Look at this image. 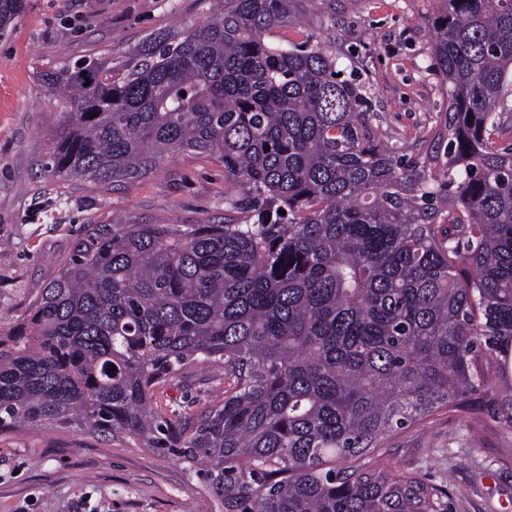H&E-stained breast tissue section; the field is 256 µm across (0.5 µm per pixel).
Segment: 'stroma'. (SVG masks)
Returning <instances> with one entry per match:
<instances>
[{
  "label": "stroma",
  "instance_id": "obj_1",
  "mask_svg": "<svg viewBox=\"0 0 512 512\" xmlns=\"http://www.w3.org/2000/svg\"><path fill=\"white\" fill-rule=\"evenodd\" d=\"M435 0H304L317 28L335 35L338 66L370 90L375 123L405 154L431 138L448 109L425 23ZM210 0H25L0 30V329L46 287L85 225L102 216L156 224L224 219L221 164L179 154L161 172L111 190L45 169L65 105L45 72L105 53L125 60L150 34L206 18ZM228 387L221 369L188 370L157 394L171 420L199 415ZM386 458L442 487L448 512H512V434L492 393L475 414L440 410L391 436ZM0 512H221L177 457L116 437L104 441L46 425L0 434Z\"/></svg>",
  "mask_w": 512,
  "mask_h": 512
}]
</instances>
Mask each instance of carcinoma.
<instances>
[{
    "mask_svg": "<svg viewBox=\"0 0 512 512\" xmlns=\"http://www.w3.org/2000/svg\"><path fill=\"white\" fill-rule=\"evenodd\" d=\"M220 2L121 62L44 74L66 103L53 176L109 188L189 153L234 192L222 224L87 225L0 330V434L128 436L224 512H445L382 448L489 390L512 433V0H436L448 119L415 155L382 141L303 0ZM24 5L0 0V27ZM206 365L232 388L162 416L156 389Z\"/></svg>",
    "mask_w": 512,
    "mask_h": 512,
    "instance_id": "carcinoma-1",
    "label": "carcinoma"
}]
</instances>
